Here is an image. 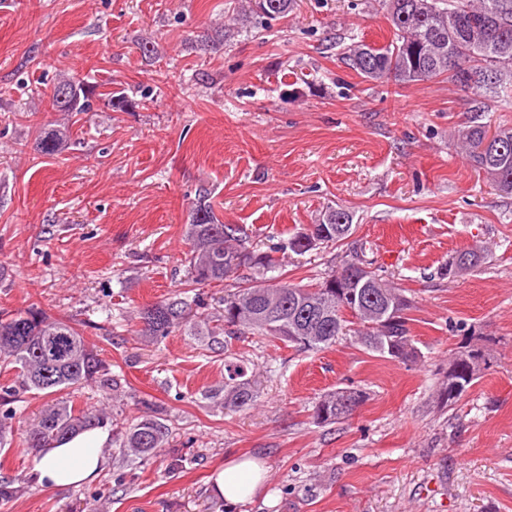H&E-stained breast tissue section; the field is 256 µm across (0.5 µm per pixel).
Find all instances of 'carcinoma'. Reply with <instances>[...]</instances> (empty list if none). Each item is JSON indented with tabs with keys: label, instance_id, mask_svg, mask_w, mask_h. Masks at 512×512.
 Returning a JSON list of instances; mask_svg holds the SVG:
<instances>
[{
	"label": "carcinoma",
	"instance_id": "carcinoma-1",
	"mask_svg": "<svg viewBox=\"0 0 512 512\" xmlns=\"http://www.w3.org/2000/svg\"><path fill=\"white\" fill-rule=\"evenodd\" d=\"M246 6L233 17L244 22L288 17L297 0H244ZM392 25L393 38L383 47L355 42L347 47L349 65L363 78L399 84L444 77L475 96L474 111L486 112L489 103L512 100V0H378ZM229 29L216 28L201 36L204 51L219 50ZM96 88L81 80L62 78L50 95L56 112H86ZM67 130L40 135L38 149L53 155L64 148ZM454 146L466 154L472 167L485 174L497 191L512 195V127L495 130L477 121L457 130ZM353 213L341 206L326 207L325 224L353 227ZM187 225L188 290L140 312L138 336L146 341L182 330L198 336L209 349L229 351L233 342L247 335L268 336L300 352L329 348L346 336L350 322L359 325L355 340L381 357L410 361L416 358L409 336L410 301L403 290L383 280L367 258L366 245L354 241L349 254L335 270L315 285L290 283L272 272L279 262L270 252L249 245L242 228L226 224L205 199L190 209ZM346 234L323 236L320 228H306L288 239V249L302 254L320 244L341 242ZM490 249L476 245L456 252L441 268V275L455 279L479 268ZM356 265L367 268L360 299L336 292V285L352 287L346 273ZM227 280L235 281L214 310L200 289ZM0 364L15 371L14 383L0 388V404H8L18 392L36 390L47 394L97 381L105 390L118 384L99 354L72 324L52 319L31 306L0 317ZM488 359L475 363L471 351L462 350L448 362L452 373L441 382L440 403L451 407L472 387ZM224 387L207 394L224 395V407L243 408L257 398L255 380L240 365L228 364ZM366 393L338 389L325 394L313 407L319 422L341 421L352 412L346 403L361 405ZM109 420L102 409L78 410L64 398L44 408L27 432L23 445L43 448L69 435ZM112 431L121 437L118 451L130 461L148 460L169 443L170 426L161 413L142 414L126 424L112 420Z\"/></svg>",
	"mask_w": 512,
	"mask_h": 512
}]
</instances>
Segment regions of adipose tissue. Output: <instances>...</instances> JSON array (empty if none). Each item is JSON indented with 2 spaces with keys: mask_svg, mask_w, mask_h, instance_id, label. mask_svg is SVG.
Instances as JSON below:
<instances>
[{
  "mask_svg": "<svg viewBox=\"0 0 512 512\" xmlns=\"http://www.w3.org/2000/svg\"><path fill=\"white\" fill-rule=\"evenodd\" d=\"M112 434L107 426L79 432L66 441L40 449L35 473L46 491L93 481L110 463ZM266 471L253 458L236 459L225 464L214 480V487L225 501L242 502L253 498L264 486Z\"/></svg>",
  "mask_w": 512,
  "mask_h": 512,
  "instance_id": "1",
  "label": "adipose tissue"
}]
</instances>
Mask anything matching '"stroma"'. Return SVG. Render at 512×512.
<instances>
[{
	"instance_id": "35a3bbf8",
	"label": "stroma",
	"mask_w": 512,
	"mask_h": 512,
	"mask_svg": "<svg viewBox=\"0 0 512 512\" xmlns=\"http://www.w3.org/2000/svg\"><path fill=\"white\" fill-rule=\"evenodd\" d=\"M240 0H0V313L37 306L98 350L114 391L87 383L75 403L117 420L162 408L169 448L130 464L111 452L89 483L30 484L23 438L47 396H17L0 451L12 498L0 512H512V197L449 144L470 95L439 78L373 83L344 60L384 44L376 0H300L216 53L195 38ZM150 42L153 56L138 50ZM124 92L116 112L53 111L61 77ZM67 130L46 155L41 132ZM208 191L221 220L270 250L317 223L328 202L354 212L352 239L411 301L414 362L386 361L345 339L298 352L248 336L233 351L258 382L253 406L227 410L224 353L178 331L140 340L139 310L181 288L189 208ZM492 260L448 280L455 252ZM348 245L285 252V280L311 282ZM480 347L490 365L452 409L435 399L450 357ZM353 386L366 401L319 423L318 397ZM266 469L262 492L228 506L213 486L226 460Z\"/></svg>"
}]
</instances>
